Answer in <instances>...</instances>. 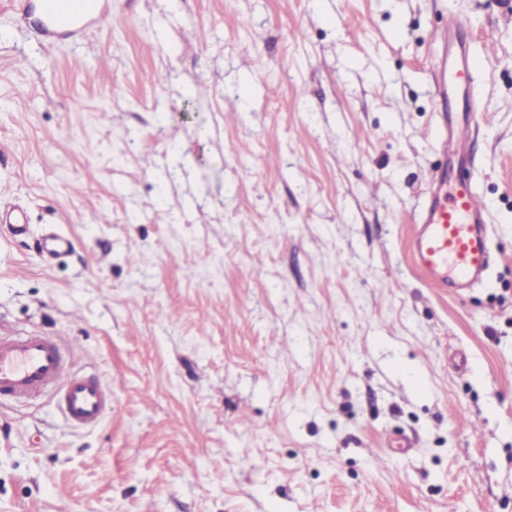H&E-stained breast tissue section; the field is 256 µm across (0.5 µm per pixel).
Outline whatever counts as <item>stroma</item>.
Returning a JSON list of instances; mask_svg holds the SVG:
<instances>
[{"label":"stroma","mask_w":512,"mask_h":512,"mask_svg":"<svg viewBox=\"0 0 512 512\" xmlns=\"http://www.w3.org/2000/svg\"><path fill=\"white\" fill-rule=\"evenodd\" d=\"M37 2L0 0V325L112 408L0 404V512H512V0ZM449 12L496 40L460 296L409 250ZM74 0H43L46 17L53 25H78L88 20L101 9L97 0H93L91 10H82L73 3Z\"/></svg>","instance_id":"stroma-1"}]
</instances>
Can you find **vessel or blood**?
<instances>
[{
  "label": "vessel or blood",
  "instance_id": "1",
  "mask_svg": "<svg viewBox=\"0 0 512 512\" xmlns=\"http://www.w3.org/2000/svg\"><path fill=\"white\" fill-rule=\"evenodd\" d=\"M43 9L54 25L83 24L92 16L73 0H43ZM438 40L441 51L432 72L437 98L444 102L452 93L470 94L486 61L471 53L460 23H448ZM478 119L475 111L463 119L442 112L448 128L443 150L450 169L433 177L430 195L414 218L412 257L426 281L442 291L482 281L490 266L487 210L465 171L466 149ZM64 345L63 339L40 332L1 333L0 401L50 395L70 424L96 425L110 407V392L97 379L70 370Z\"/></svg>",
  "mask_w": 512,
  "mask_h": 512
}]
</instances>
